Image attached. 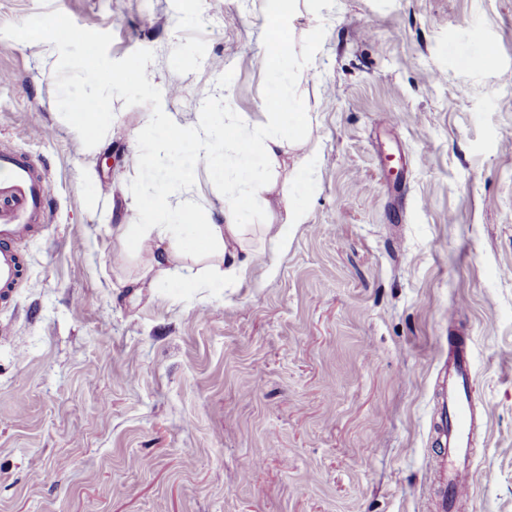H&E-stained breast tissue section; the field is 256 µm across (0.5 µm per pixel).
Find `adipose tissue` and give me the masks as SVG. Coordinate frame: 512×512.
Masks as SVG:
<instances>
[{"label":"adipose tissue","instance_id":"1","mask_svg":"<svg viewBox=\"0 0 512 512\" xmlns=\"http://www.w3.org/2000/svg\"><path fill=\"white\" fill-rule=\"evenodd\" d=\"M300 0H267L270 26L265 49L259 57L261 67L269 74L290 77L294 74V58L288 45L287 22L299 13ZM75 109L69 112V125L86 142H95L100 134L99 119L107 107L100 88L92 87L70 99ZM309 113L287 85L269 97V110L261 119L240 124L233 112H204L197 122L179 124L169 113L153 112L145 129L157 137L158 151L151 155L157 163L160 178L140 184L137 196L145 213L165 212L168 224H121L113 234L121 252L150 241L154 244L150 268L159 275L171 274L170 244H178L197 254L218 258L210 278L221 281L244 274L254 262V254L241 238L238 218L264 200L274 176V164L285 144L306 141ZM189 150L185 159L172 158L174 148ZM223 160L221 172L230 181L232 191L224 197V221L212 223L208 211L190 204L183 190L192 184V170L208 169Z\"/></svg>","mask_w":512,"mask_h":512}]
</instances>
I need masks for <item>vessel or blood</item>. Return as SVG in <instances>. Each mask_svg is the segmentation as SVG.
Listing matches in <instances>:
<instances>
[{"mask_svg":"<svg viewBox=\"0 0 512 512\" xmlns=\"http://www.w3.org/2000/svg\"><path fill=\"white\" fill-rule=\"evenodd\" d=\"M53 200L49 177L31 160L0 150V300L8 301L23 280L20 243L39 235ZM470 360L467 350L450 351L440 375L443 395L441 423L434 459L438 476L439 512H458L468 503L473 483L470 459L473 436L483 418L471 400Z\"/></svg>","mask_w":512,"mask_h":512,"instance_id":"vessel-or-blood-1","label":"vessel or blood"}]
</instances>
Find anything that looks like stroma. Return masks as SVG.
Wrapping results in <instances>:
<instances>
[{
  "label": "stroma",
  "instance_id": "obj_1",
  "mask_svg": "<svg viewBox=\"0 0 512 512\" xmlns=\"http://www.w3.org/2000/svg\"><path fill=\"white\" fill-rule=\"evenodd\" d=\"M57 20L95 27V66L81 42L46 52ZM268 25L265 0H0V149L54 187L0 302V512H435V381L460 335L486 417L463 512H512V0L303 12L313 122L269 206L239 218L252 266L199 288L144 277L149 245L117 255L112 229L143 223L136 188L156 175L128 162L147 115L260 116ZM134 58L154 82L113 87L85 143L69 98ZM225 191L194 173L217 224ZM289 205L306 220L277 249Z\"/></svg>",
  "mask_w": 512,
  "mask_h": 512
}]
</instances>
